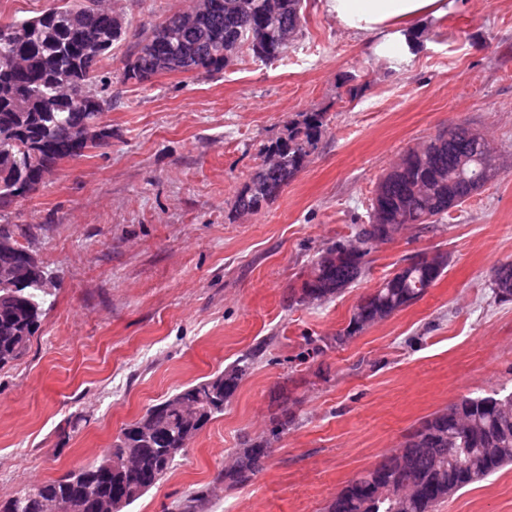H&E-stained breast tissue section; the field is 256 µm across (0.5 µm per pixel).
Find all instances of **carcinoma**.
<instances>
[{"instance_id": "1", "label": "carcinoma", "mask_w": 512, "mask_h": 512, "mask_svg": "<svg viewBox=\"0 0 512 512\" xmlns=\"http://www.w3.org/2000/svg\"><path fill=\"white\" fill-rule=\"evenodd\" d=\"M304 8V0H192L188 9L137 33L123 80L144 83L173 71L163 63L166 57L180 58L183 73L220 72L233 65L245 44L256 57L274 61L302 34ZM127 33L101 0H57L38 16L0 23V209L31 193L49 166L109 143L112 132L103 116L111 103L92 85L99 62ZM91 123L103 126L105 134L88 145L76 129ZM326 126L324 112H305L288 123L286 133L263 147L264 163L236 195L234 213L255 214L274 202L316 152ZM497 175V165L476 138L464 128L450 129L441 142L432 139L402 155L378 186L369 223L390 224L398 233L411 224H438ZM372 242L377 237L361 224L354 238L332 243L322 254L342 256L311 264L288 301L298 303L304 295L335 298L336 286L346 289L365 273L364 245ZM439 258L409 259L403 273L385 279L357 304L339 337L346 341L419 301L445 273ZM491 288L500 301H512V262L494 269ZM1 294L9 300L0 304L3 367L26 354L41 324L44 296L26 273L0 286ZM260 352L247 351L224 371L176 390L178 401L199 411L196 418L183 417L164 399L147 409L152 432H140L138 419L120 430L98 461L33 484L30 491L66 496L90 487L99 498L117 495L131 505L169 472L185 449L186 435L224 414ZM491 398L463 395L432 414L402 447L349 480L326 512H435L448 495L512 464V413L504 414ZM295 421L285 408L272 417L267 432L244 440L224 470V489L243 486L260 473ZM132 448L141 449L133 466L100 468ZM398 483L408 484L412 494L406 507L396 510L390 492Z\"/></svg>"}]
</instances>
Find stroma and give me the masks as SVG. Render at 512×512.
Masks as SVG:
<instances>
[{"label": "stroma", "instance_id": "1", "mask_svg": "<svg viewBox=\"0 0 512 512\" xmlns=\"http://www.w3.org/2000/svg\"><path fill=\"white\" fill-rule=\"evenodd\" d=\"M107 2L135 29L190 4ZM305 18L270 63L245 49L220 72L125 82L131 36L100 62L109 146L62 161L10 209L59 284L26 354L0 368V499L95 462L150 406L256 346L223 416L125 512H180L201 488L203 512H325L428 415L512 391V302L491 290L494 268L512 261V0H454L411 21L415 49L394 60L342 29L325 0H307ZM304 112L329 118L317 152L273 203L234 217L261 145ZM456 125L491 142L498 176L441 223L372 245L368 276L336 298L288 305L322 250L367 222L403 152ZM438 250L448 268L421 300L302 359L407 258ZM284 407L295 425L251 483L225 491V463ZM437 512H512V466Z\"/></svg>", "mask_w": 512, "mask_h": 512}]
</instances>
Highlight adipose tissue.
Here are the masks:
<instances>
[{"label": "adipose tissue", "instance_id": "ef3b65f1", "mask_svg": "<svg viewBox=\"0 0 512 512\" xmlns=\"http://www.w3.org/2000/svg\"><path fill=\"white\" fill-rule=\"evenodd\" d=\"M326 8L342 28L360 36L377 56L390 58L407 48L402 24L447 13L448 0H326Z\"/></svg>", "mask_w": 512, "mask_h": 512}]
</instances>
